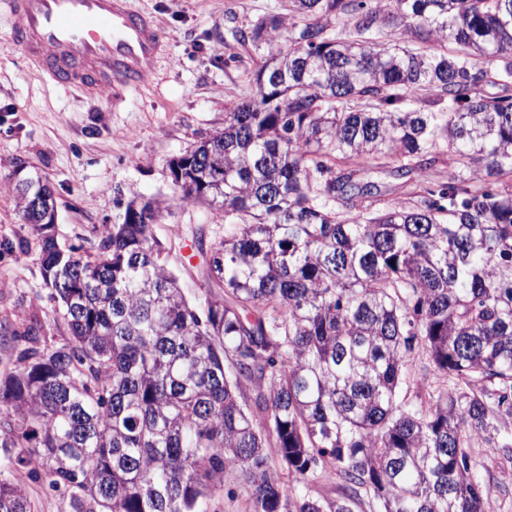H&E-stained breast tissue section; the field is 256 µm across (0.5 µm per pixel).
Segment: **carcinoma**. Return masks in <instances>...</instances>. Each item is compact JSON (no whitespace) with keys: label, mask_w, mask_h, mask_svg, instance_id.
<instances>
[{"label":"carcinoma","mask_w":512,"mask_h":512,"mask_svg":"<svg viewBox=\"0 0 512 512\" xmlns=\"http://www.w3.org/2000/svg\"><path fill=\"white\" fill-rule=\"evenodd\" d=\"M232 34L255 92L179 186L224 219L196 239L205 297L162 256L164 201L92 257L42 238L70 338L27 337L0 380V512H32V474L72 512H205L229 467L254 512H487L474 443L512 467V97L482 88L512 83V0H290ZM386 169L407 198L378 207L360 175ZM418 365L451 384L403 397Z\"/></svg>","instance_id":"obj_1"}]
</instances>
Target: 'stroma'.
<instances>
[{"instance_id": "obj_1", "label": "stroma", "mask_w": 512, "mask_h": 512, "mask_svg": "<svg viewBox=\"0 0 512 512\" xmlns=\"http://www.w3.org/2000/svg\"><path fill=\"white\" fill-rule=\"evenodd\" d=\"M156 16L166 51L147 86L120 99H87L55 85L23 54H0V378L18 367L29 327L47 348L69 338L50 311L41 266V239L18 212L17 172L42 177L57 205L59 242L80 255L96 253L103 225L124 221L127 202L161 197L172 206L155 232L171 244L167 262L197 298L201 257L187 244L223 237L224 225L206 206L175 200L167 162L214 130L255 87V57L232 36L259 17L287 13L288 0H134ZM251 489L238 469L207 512H252Z\"/></svg>"}]
</instances>
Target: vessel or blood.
I'll return each mask as SVG.
<instances>
[{"instance_id": "obj_1", "label": "vessel or blood", "mask_w": 512, "mask_h": 512, "mask_svg": "<svg viewBox=\"0 0 512 512\" xmlns=\"http://www.w3.org/2000/svg\"><path fill=\"white\" fill-rule=\"evenodd\" d=\"M6 10L9 49L90 97L145 85L164 53L161 25L130 0H6Z\"/></svg>"}]
</instances>
